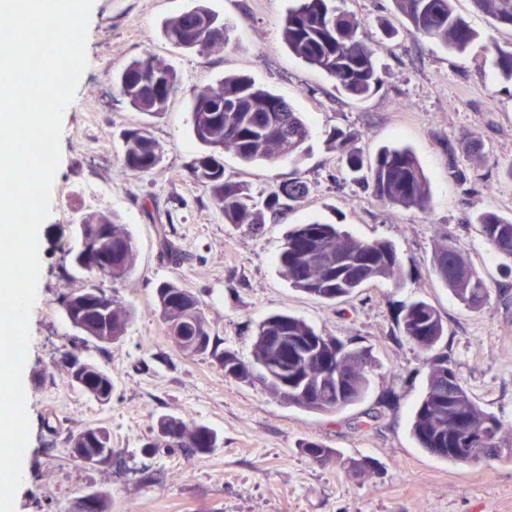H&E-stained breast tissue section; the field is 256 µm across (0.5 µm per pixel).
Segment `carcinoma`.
I'll use <instances>...</instances> for the list:
<instances>
[{"label":"carcinoma","instance_id":"cac0c4a2","mask_svg":"<svg viewBox=\"0 0 512 512\" xmlns=\"http://www.w3.org/2000/svg\"><path fill=\"white\" fill-rule=\"evenodd\" d=\"M475 8L500 24L512 27V0H472ZM394 4L417 36L434 39L446 48L464 53L478 34L458 15L452 0H394ZM196 10L190 9L166 20L164 37L173 45L198 54H207L229 42V29L218 15L209 13L211 25L200 26ZM283 39L289 50L307 65L336 81V89L354 98H366L381 83L374 50L367 44L359 22L333 6V0H297L283 22ZM499 78L512 83V47L492 46ZM114 82L129 105L138 112L165 111L179 86V76L171 64L152 54L130 61ZM194 138L203 151L189 166L193 179L209 190L214 204L224 214V222L259 230L265 215H277L294 208L305 194V186L292 181L255 192L242 182L224 175L223 153L233 152L252 163L298 155L305 150L309 128L280 96L257 85L244 75L227 76L218 86L197 90L191 102ZM358 134L334 129L329 142L340 155L350 182L361 185L378 198L402 208L428 209L430 196L423 168L408 147L386 145L367 156L356 146ZM162 157V147L144 128L125 132L122 162L136 174L150 172ZM86 223L99 226L109 235V245L92 252L86 264L92 272L90 287L98 281L122 280L133 270L137 247L133 237L110 210L100 211ZM482 236L495 253L512 267V218L494 212L476 217ZM282 273L291 287L327 302L351 297L359 289L390 282L398 287L403 268L395 246L385 240L363 241L336 224L311 221L295 224L287 232L279 255ZM433 270L448 290L466 307L478 309L490 298L489 290L469 259L450 241L440 242L434 252ZM190 298L199 324L205 320L196 296L184 292L176 280L161 282L156 288V304L163 320L172 329L194 335L190 314L183 298ZM89 331L112 336L125 335L131 312L115 295L102 293L96 308L81 310ZM399 333L424 354L428 367L426 392L417 405L411 432L419 447L433 456L454 463L477 464L501 457L502 449L512 455V434L505 431L495 415L484 410L463 384L445 345V325L437 309L423 299L402 304L396 318ZM264 336L308 337L319 333L305 320L278 313L257 327L251 360L208 339L203 350L189 346L182 352L204 353L216 360L224 377L254 384L255 369L278 366L286 387H272L281 396L288 391V403L305 411L333 415L360 402L369 387L368 373L375 366L368 349L350 348L336 360V371L324 367L319 357L305 358L289 350L266 345ZM79 391L106 404L112 399V377L97 364L88 362L74 383ZM156 434L173 437L195 453L206 455L218 444V435L204 425L190 428L175 416L156 421ZM111 434L102 426H92L72 436L70 454L75 457L113 452ZM301 453L326 459L333 450L313 440L299 443Z\"/></svg>","mask_w":512,"mask_h":512}]
</instances>
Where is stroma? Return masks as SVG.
Here are the masks:
<instances>
[{
  "instance_id": "35a3bbf8",
  "label": "stroma",
  "mask_w": 512,
  "mask_h": 512,
  "mask_svg": "<svg viewBox=\"0 0 512 512\" xmlns=\"http://www.w3.org/2000/svg\"><path fill=\"white\" fill-rule=\"evenodd\" d=\"M292 3L94 0L88 65L63 114L52 213L40 229L41 273L23 372L30 437L15 512H62L79 489L107 492L110 512H512V462L453 463L418 448L410 422L425 392L426 366L395 322L404 302L434 305L464 384L512 428V271L475 222L486 211L512 217V84L499 79L491 51L512 46V28L494 23L471 0H455L479 34L458 54L410 33L393 0H336L360 21L383 73L378 90L358 100L288 50L281 31ZM197 6L229 26L223 49L200 55L163 37L167 18ZM146 53L166 59L180 76L178 92L157 116L134 111L112 82ZM231 74L287 100L310 131L299 157L247 164L225 152L226 176L253 189L294 180L307 187L300 206L267 218L257 233L225 223L188 172L202 150L191 131L192 95ZM141 126L164 152L153 170L135 174L122 164L123 134ZM338 126L358 133L369 153L384 144L412 147L429 181L430 209L392 206L346 181L328 145ZM453 162L464 179L450 177ZM105 209L118 215L138 250L131 274L102 284L132 314L125 335L110 344L81 340L58 302L87 286L69 257L76 224ZM311 220L393 243L402 285L370 286L336 305L291 288L280 248L289 227ZM163 232L181 250V264L162 256ZM445 238L485 280L484 308L462 306L435 276L434 248ZM168 279L197 297L211 336L243 358L251 356L258 324L280 312L371 349L377 366L365 399L332 416L304 411L262 384L225 378L208 356L181 353L155 306L156 286ZM76 359L111 375V402L71 386ZM162 415L208 426L219 437L217 448L206 455L150 449ZM92 425L109 430L115 450L110 464L95 468L67 452L69 439ZM306 439L337 458L302 454L298 445ZM348 458L370 459L373 468L349 472L342 465Z\"/></svg>"
}]
</instances>
